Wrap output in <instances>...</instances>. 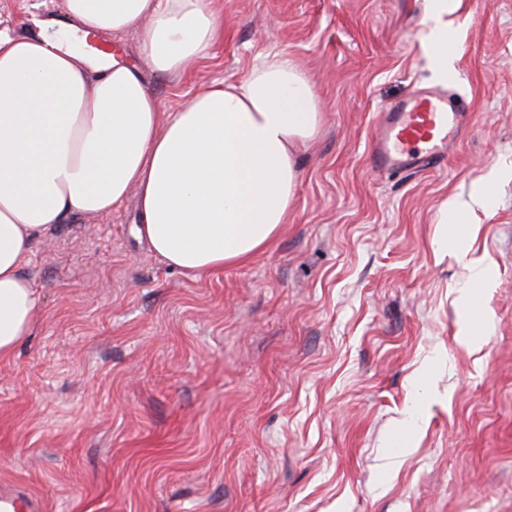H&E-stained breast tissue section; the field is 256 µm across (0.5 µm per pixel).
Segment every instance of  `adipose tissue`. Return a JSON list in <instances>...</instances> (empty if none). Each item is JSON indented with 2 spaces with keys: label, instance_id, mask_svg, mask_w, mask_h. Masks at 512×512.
<instances>
[{
  "label": "adipose tissue",
  "instance_id": "ef3b65f1",
  "mask_svg": "<svg viewBox=\"0 0 512 512\" xmlns=\"http://www.w3.org/2000/svg\"><path fill=\"white\" fill-rule=\"evenodd\" d=\"M443 3L432 5L429 44L444 78L453 55ZM63 6L66 22L0 38V359L30 335L39 308L22 273L38 237L132 195L140 232L166 265L201 276L245 264L287 223L298 150L322 121L310 84L283 57L165 114L137 66L84 43L135 33L152 70L184 74L221 35L214 0Z\"/></svg>",
  "mask_w": 512,
  "mask_h": 512
}]
</instances>
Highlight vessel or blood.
<instances>
[{
  "label": "vessel or blood",
  "mask_w": 512,
  "mask_h": 512,
  "mask_svg": "<svg viewBox=\"0 0 512 512\" xmlns=\"http://www.w3.org/2000/svg\"><path fill=\"white\" fill-rule=\"evenodd\" d=\"M465 115L442 94L416 92L383 112L372 137L368 165L376 172L419 169L444 157L449 137ZM35 498L0 488V512H41Z\"/></svg>",
  "instance_id": "obj_1"
}]
</instances>
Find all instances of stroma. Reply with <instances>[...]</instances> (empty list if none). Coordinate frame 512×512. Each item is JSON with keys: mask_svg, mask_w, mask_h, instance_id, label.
Masks as SVG:
<instances>
[{"mask_svg": "<svg viewBox=\"0 0 512 512\" xmlns=\"http://www.w3.org/2000/svg\"><path fill=\"white\" fill-rule=\"evenodd\" d=\"M447 2L444 83L428 0H214L224 38L178 79L137 35L106 37L163 111L277 55L323 123L287 224L243 265L172 269L132 196L34 243L38 312L0 360V484L45 512H512V0ZM61 12L0 0V37ZM450 88L467 120L447 156L370 170L380 112Z\"/></svg>", "mask_w": 512, "mask_h": 512, "instance_id": "35a3bbf8", "label": "stroma"}]
</instances>
